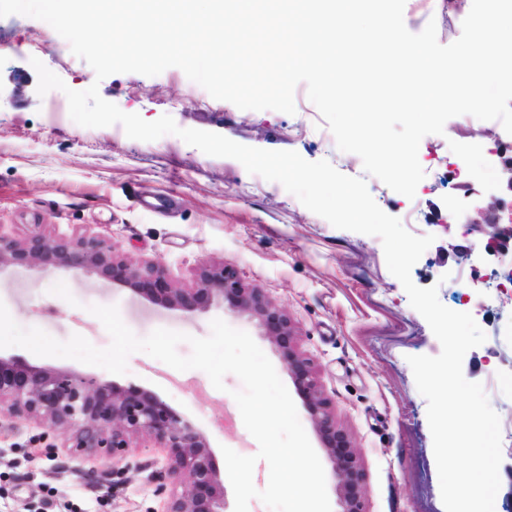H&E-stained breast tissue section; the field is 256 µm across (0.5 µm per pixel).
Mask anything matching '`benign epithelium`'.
<instances>
[{"label": "benign epithelium", "instance_id": "7a95c632", "mask_svg": "<svg viewBox=\"0 0 512 512\" xmlns=\"http://www.w3.org/2000/svg\"><path fill=\"white\" fill-rule=\"evenodd\" d=\"M477 229L498 249L512 240V225L494 218ZM31 267L78 270L186 315L225 304L257 319L278 349L339 480L340 512H364L363 473L351 438L336 424L313 363L296 348L287 314L263 289L248 287L233 268L208 263L196 268L193 287L178 288L164 268L120 257L101 235L48 236L38 231L16 239L0 233V272ZM2 411L68 432L65 448L73 457L94 453L114 460L123 457L134 440H146L165 451L166 476L173 490L164 512H226L224 478L206 435L150 388L121 386L0 353Z\"/></svg>", "mask_w": 512, "mask_h": 512}]
</instances>
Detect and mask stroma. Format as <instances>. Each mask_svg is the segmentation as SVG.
I'll return each instance as SVG.
<instances>
[{
	"label": "stroma",
	"instance_id": "stroma-1",
	"mask_svg": "<svg viewBox=\"0 0 512 512\" xmlns=\"http://www.w3.org/2000/svg\"><path fill=\"white\" fill-rule=\"evenodd\" d=\"M472 0H406L404 23L413 33L435 22L439 43L459 38ZM38 58L68 88L98 85L100 96L127 113L153 121L170 115L182 128L221 134L237 143L299 153L329 161L341 173L365 179L377 205L405 218L418 212L417 235L435 240L411 271L421 287L437 286L448 308L470 313L486 341L469 350L463 374L481 383L501 420L512 418V285L497 271L512 251L491 254L485 235L471 225L495 211L494 198L456 187L469 221H448L442 172L466 159L481 169L492 147L484 125L449 119L444 134L425 136L418 159L425 172L414 198L367 175L361 158L338 149L305 84L294 91L295 114L242 110L214 99L171 67L148 77L118 73L96 80L91 66L47 23L22 16L0 18V232L22 238L93 232L111 238L134 263L164 268L181 288L193 285L200 262L235 268L287 313L296 344L317 372L337 424L351 437L362 469L366 512H444L427 401L407 361L438 355L441 345L388 270L380 238L333 227L277 182L248 173L231 158L212 157L175 135L154 141L129 138L114 124L87 128L70 115L52 119L48 98L37 92ZM27 81L15 87L13 77ZM0 302L24 328L38 327L57 340L78 334L94 347L111 338L93 305L117 306L138 337L165 328L204 338L222 319L248 332L280 379L283 362L255 319L226 308L186 316L147 304L129 290L73 271L32 268L0 272ZM45 365L67 368L117 384L157 391L191 418L224 466L221 447L256 456L259 446L245 428L232 397L240 380L213 387L200 370H177L137 352L125 374L48 357ZM62 431L32 421L0 418V512H161L166 498L165 454L143 440L111 462L75 458Z\"/></svg>",
	"mask_w": 512,
	"mask_h": 512
}]
</instances>
